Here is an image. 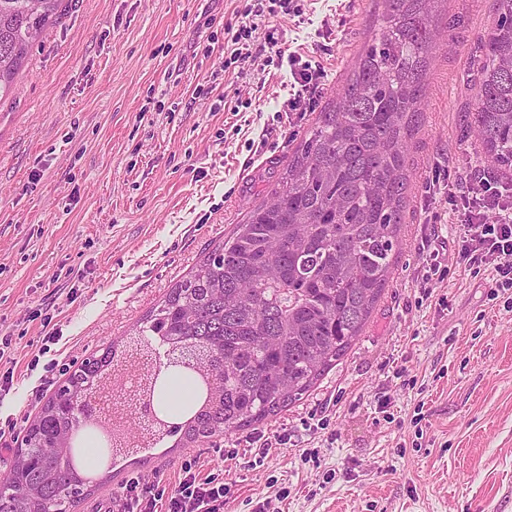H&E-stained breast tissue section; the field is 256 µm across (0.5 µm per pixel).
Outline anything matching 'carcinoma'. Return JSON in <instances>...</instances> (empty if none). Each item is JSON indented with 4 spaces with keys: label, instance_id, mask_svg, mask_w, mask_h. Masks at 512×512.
Here are the masks:
<instances>
[{
    "label": "carcinoma",
    "instance_id": "cac0c4a2",
    "mask_svg": "<svg viewBox=\"0 0 512 512\" xmlns=\"http://www.w3.org/2000/svg\"><path fill=\"white\" fill-rule=\"evenodd\" d=\"M438 0H380L378 33L358 54L336 102L288 161L271 200L256 205L198 268L178 280L134 334L152 352L208 354L205 374L168 368L157 393L168 429L136 426L119 454L175 439L187 448L262 424L310 392L362 332L382 296L399 246L409 181L408 140L423 112L422 79L436 57ZM480 46V93L470 125L484 158L512 170V0ZM0 0V99L65 0ZM117 349L90 355L57 386L0 477V512H56L88 495L79 468L85 435L108 420L71 405L112 375ZM173 381L192 389L178 413L164 401Z\"/></svg>",
    "mask_w": 512,
    "mask_h": 512
}]
</instances>
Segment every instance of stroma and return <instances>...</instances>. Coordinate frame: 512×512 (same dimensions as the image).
<instances>
[{
  "instance_id": "1",
  "label": "stroma",
  "mask_w": 512,
  "mask_h": 512,
  "mask_svg": "<svg viewBox=\"0 0 512 512\" xmlns=\"http://www.w3.org/2000/svg\"><path fill=\"white\" fill-rule=\"evenodd\" d=\"M274 25L315 72L301 109L265 29L249 58L213 49L238 0H71L0 101V339L14 382L0 424L22 437L45 396L27 372L46 322L51 382L120 341L209 248L267 199L289 156L376 31L377 0H304ZM441 37L411 141L393 274L347 355L257 428L95 471L75 512L194 462L229 485L224 512H512V289L458 263L462 207L427 201L434 173L462 192L486 170L468 123L494 0H439ZM440 215L424 221L425 206ZM438 249L450 272L422 279ZM268 453L249 446L255 434Z\"/></svg>"
}]
</instances>
